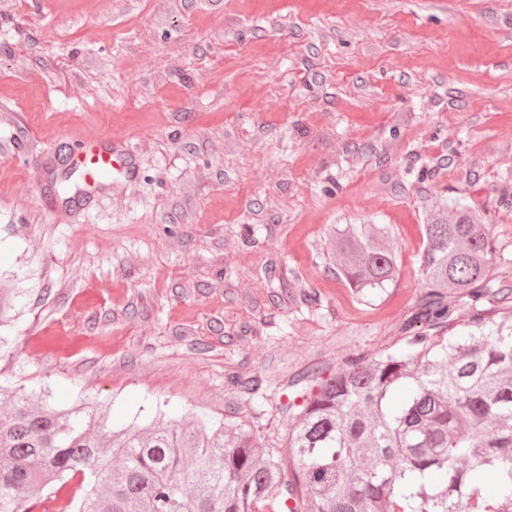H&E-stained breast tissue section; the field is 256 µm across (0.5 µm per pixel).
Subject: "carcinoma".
<instances>
[{"mask_svg": "<svg viewBox=\"0 0 512 512\" xmlns=\"http://www.w3.org/2000/svg\"><path fill=\"white\" fill-rule=\"evenodd\" d=\"M429 291L400 339L347 356L294 416L288 455L242 425L159 419L113 433L0 384V512H29L80 478L60 512H512V285L478 209L423 225ZM360 301L399 274L387 224H340L328 246ZM465 336H448L460 304Z\"/></svg>", "mask_w": 512, "mask_h": 512, "instance_id": "1", "label": "carcinoma"}]
</instances>
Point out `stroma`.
I'll use <instances>...</instances> for the list:
<instances>
[{
    "mask_svg": "<svg viewBox=\"0 0 512 512\" xmlns=\"http://www.w3.org/2000/svg\"><path fill=\"white\" fill-rule=\"evenodd\" d=\"M97 140L137 172L79 209L63 156ZM459 204L512 283V0H0V382L286 448L296 379L393 342ZM339 224L393 228L370 303Z\"/></svg>",
    "mask_w": 512,
    "mask_h": 512,
    "instance_id": "1",
    "label": "stroma"
}]
</instances>
